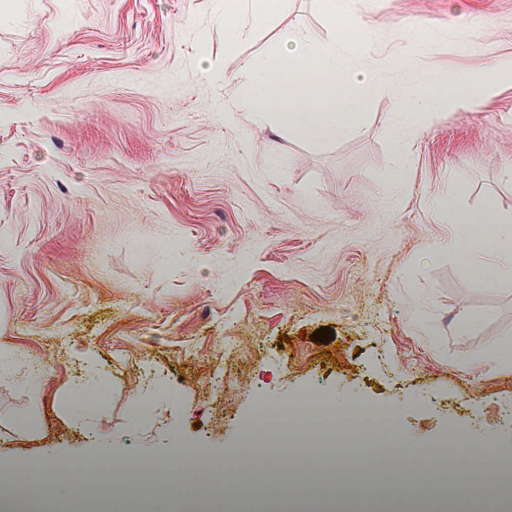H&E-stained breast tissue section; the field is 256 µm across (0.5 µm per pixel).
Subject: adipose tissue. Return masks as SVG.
<instances>
[{"label": "adipose tissue", "mask_w": 512, "mask_h": 512, "mask_svg": "<svg viewBox=\"0 0 512 512\" xmlns=\"http://www.w3.org/2000/svg\"><path fill=\"white\" fill-rule=\"evenodd\" d=\"M283 47L273 56L247 63L245 83L235 85L233 95L247 111L277 114L293 135L316 142L351 136L366 106L372 84L370 66L351 65L347 45L335 39L293 28L282 35ZM421 92L417 99L396 97L399 125L430 111L448 94V84L416 75ZM445 213L455 232L447 240L433 243L432 251L460 253L467 274L493 288L512 276V216L494 204L469 212L448 203ZM493 252L500 263H480L476 254Z\"/></svg>", "instance_id": "obj_1"}]
</instances>
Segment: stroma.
<instances>
[{"mask_svg":"<svg viewBox=\"0 0 512 512\" xmlns=\"http://www.w3.org/2000/svg\"><path fill=\"white\" fill-rule=\"evenodd\" d=\"M0 11V457L143 461L187 442L214 468L259 402L330 400L429 448L448 431L512 460V279L489 288L441 204L512 214V76L394 136L391 85L512 65V0H365L374 84L353 136L312 142L242 109L229 80L321 0L224 43V0H10ZM428 22L426 37L400 27ZM412 46V70L396 71ZM402 173L400 188L389 180ZM481 319L456 326L459 306ZM329 328L327 340L313 337ZM235 343L224 348L225 340ZM151 394L148 408L136 400ZM246 512L199 484L145 489Z\"/></svg>","mask_w":512,"mask_h":512,"instance_id":"35a3bbf8","label":"stroma"}]
</instances>
